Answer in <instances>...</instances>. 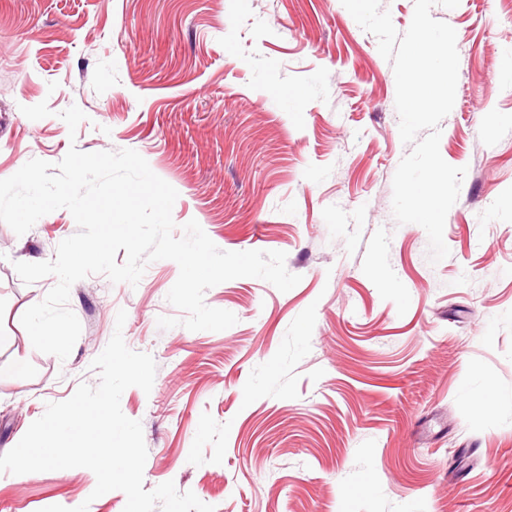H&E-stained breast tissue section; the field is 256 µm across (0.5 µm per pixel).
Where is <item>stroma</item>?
Instances as JSON below:
<instances>
[{
	"label": "stroma",
	"instance_id": "obj_1",
	"mask_svg": "<svg viewBox=\"0 0 512 512\" xmlns=\"http://www.w3.org/2000/svg\"><path fill=\"white\" fill-rule=\"evenodd\" d=\"M431 15L459 55L440 154L467 169L436 263L392 212L410 151L393 67L341 0H0V179L73 145L133 149L177 190L176 225L285 252L301 277L208 289L238 318L212 332L159 328L179 314L174 261L135 286L89 276L62 360L20 322L56 277L27 285L14 265L55 259L78 227L65 209L21 236L0 222V455L47 403L97 385L118 330L157 365L151 392L120 401L143 427L145 489L171 481L215 512H512V0ZM43 101L51 116L23 115ZM74 104L72 135L59 114ZM95 485L86 468L0 473V512H123L122 491Z\"/></svg>",
	"mask_w": 512,
	"mask_h": 512
}]
</instances>
